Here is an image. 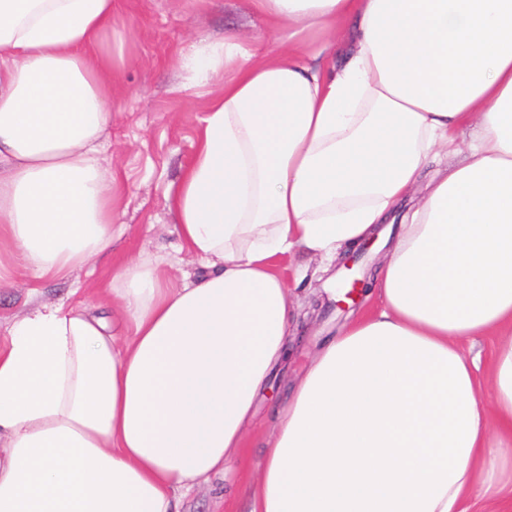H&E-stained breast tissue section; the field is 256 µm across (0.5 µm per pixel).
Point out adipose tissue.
Here are the masks:
<instances>
[{"instance_id":"obj_1","label":"adipose tissue","mask_w":512,"mask_h":512,"mask_svg":"<svg viewBox=\"0 0 512 512\" xmlns=\"http://www.w3.org/2000/svg\"><path fill=\"white\" fill-rule=\"evenodd\" d=\"M120 0H0V240L32 284L110 252ZM304 54L225 37L167 196L203 265L112 261L100 300L0 340V512H177L228 476L288 356L282 258L331 266L424 186L375 281L276 411L248 512H468L512 494V0H252ZM350 47L337 57L334 32ZM448 161L429 182L425 167ZM490 337L489 365L464 342Z\"/></svg>"}]
</instances>
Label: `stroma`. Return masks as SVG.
Segmentation results:
<instances>
[{
    "mask_svg": "<svg viewBox=\"0 0 512 512\" xmlns=\"http://www.w3.org/2000/svg\"><path fill=\"white\" fill-rule=\"evenodd\" d=\"M114 31L123 35L124 44L113 76L118 89L112 96L111 132L99 162L105 171L122 177L112 217L122 230L115 249L129 256L169 260L168 276L177 286L184 272L196 271L199 265L185 259L180 249L166 197L194 153L200 117L224 87L220 74L206 84L186 87L179 58L194 44L227 35L262 51H280L288 43L251 0H121ZM423 195L419 188L407 195L379 225L371 246L355 252L352 270L327 278L313 267L299 281L293 264L283 261L280 271L300 312L297 332L288 342V360L271 376L256 403L246 446L233 457L230 479L214 476L200 481L181 503V512H246L248 484L263 464L264 443L275 428V409L287 400L325 340L374 306L366 294H351V283L356 278L374 283L404 215L421 205ZM111 274L112 258L105 255L66 278L42 284L35 299L29 296L30 282L15 279L11 287L0 288V336L33 304H67L77 293L94 297Z\"/></svg>",
    "mask_w": 512,
    "mask_h": 512,
    "instance_id": "35a3bbf8",
    "label": "stroma"
}]
</instances>
